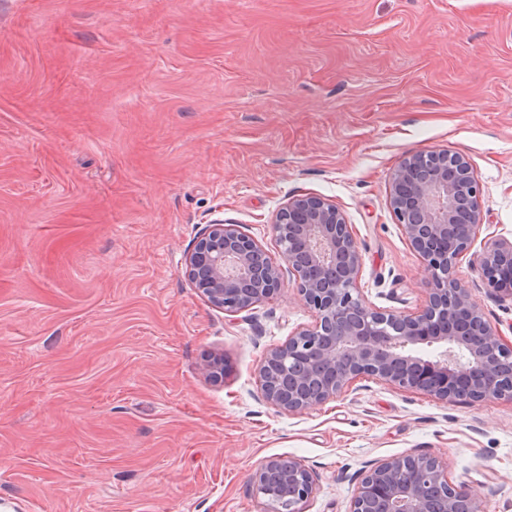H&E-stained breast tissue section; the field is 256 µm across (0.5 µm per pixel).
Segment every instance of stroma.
<instances>
[{
  "mask_svg": "<svg viewBox=\"0 0 512 512\" xmlns=\"http://www.w3.org/2000/svg\"><path fill=\"white\" fill-rule=\"evenodd\" d=\"M442 150L480 184L479 240H512V0H0V512H266L248 478L280 455L316 476L305 512H349L346 473L406 454L512 512V399L361 379L279 412L259 368L314 320L292 280L228 314L183 270L215 220L284 265L271 223L319 195L361 297L416 310L390 178ZM453 275L512 343L472 253Z\"/></svg>",
  "mask_w": 512,
  "mask_h": 512,
  "instance_id": "stroma-1",
  "label": "stroma"
}]
</instances>
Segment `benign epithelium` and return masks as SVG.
I'll return each mask as SVG.
<instances>
[{
	"instance_id": "benign-epithelium-1",
	"label": "benign epithelium",
	"mask_w": 512,
	"mask_h": 512,
	"mask_svg": "<svg viewBox=\"0 0 512 512\" xmlns=\"http://www.w3.org/2000/svg\"><path fill=\"white\" fill-rule=\"evenodd\" d=\"M389 205L428 275L425 305L396 314L368 306L356 291L363 258L343 213L329 200L298 196L271 225L293 284L315 314L271 348L260 366L264 400L288 414L303 413L370 376L444 403L512 399L500 366L512 346L453 277L455 259L472 247L483 224L480 186L470 163L448 150L413 153L394 169ZM237 224L206 225L184 258V274L211 306L238 313L274 298L284 285L280 267ZM473 263L493 290L512 299V240L484 243ZM440 345L436 358L415 349ZM222 381L223 355L200 365ZM349 512H484L482 499L448 476V464L420 454L372 462L353 478ZM268 512H304L316 490L313 471L291 457L262 461L250 476Z\"/></svg>"
}]
</instances>
